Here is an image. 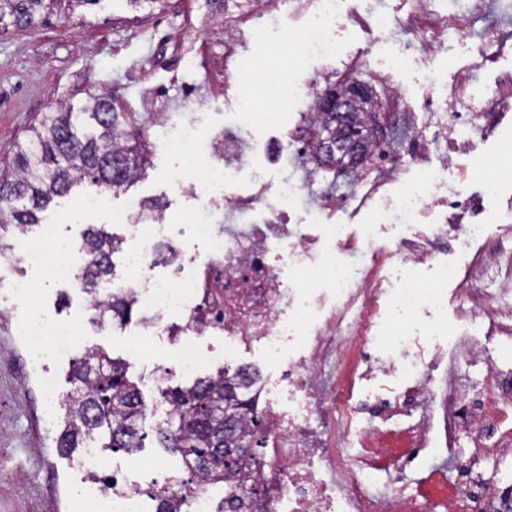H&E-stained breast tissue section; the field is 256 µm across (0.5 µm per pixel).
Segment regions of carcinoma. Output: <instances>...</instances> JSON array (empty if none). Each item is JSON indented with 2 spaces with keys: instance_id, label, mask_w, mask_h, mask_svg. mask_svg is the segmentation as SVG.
I'll list each match as a JSON object with an SVG mask.
<instances>
[{
  "instance_id": "1",
  "label": "carcinoma",
  "mask_w": 512,
  "mask_h": 512,
  "mask_svg": "<svg viewBox=\"0 0 512 512\" xmlns=\"http://www.w3.org/2000/svg\"><path fill=\"white\" fill-rule=\"evenodd\" d=\"M50 10L48 0H0V32L36 26ZM80 112L94 121V131L80 134L76 112L60 103L44 113L26 138L16 145L9 165L0 167V249L6 248L3 233L12 227L19 234L41 223L40 214L57 197L75 185L86 183L114 192L139 180L151 165L147 124L158 119L151 113L126 112L109 91L92 95ZM357 114L343 122L330 115L317 129V139L331 146L326 160H336V151L356 132ZM122 240L104 226L91 225L82 236V262L77 287L89 296L93 324L110 329L133 319L135 301L129 295L99 297L97 287L114 275L113 257ZM129 363L114 358L102 348L86 350L75 360L63 395L66 413L57 437V448L72 452L93 436L112 452L131 453L143 447L139 421L146 403L138 383L128 376ZM171 372L160 378L159 392L169 403L166 426L157 431L161 448L178 457L181 470L191 477L215 482L234 473L238 465L224 463V406L235 411L231 429L235 439L249 442L238 424L249 411V403L238 398L234 381L224 380V370L188 387L171 386ZM155 512H187L185 502L168 491L152 489Z\"/></svg>"
}]
</instances>
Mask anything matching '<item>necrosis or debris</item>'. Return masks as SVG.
Here are the masks:
<instances>
[{"instance_id": "4bbe7bcc", "label": "necrosis or debris", "mask_w": 512, "mask_h": 512, "mask_svg": "<svg viewBox=\"0 0 512 512\" xmlns=\"http://www.w3.org/2000/svg\"><path fill=\"white\" fill-rule=\"evenodd\" d=\"M443 0H405L406 16L383 0H207L184 17L201 33V59L211 83L232 85L225 106L243 108L255 95L236 63L246 34H280L287 49H300L312 64L302 81L288 80L264 125L275 128L278 160L255 159L250 123L214 136L207 158L193 156L194 121L164 129V148L185 162L175 180L194 201L189 232L209 244L206 255L164 265L160 243L171 240L164 217L129 224L133 245L125 278L115 293H131L144 315L121 325L136 347L169 336L174 371L194 375L204 362L203 337L224 338L227 376L251 402L248 428L262 440L241 460L235 476L214 483L179 485L187 512H220L239 481L252 492L241 512H415V496L403 484L406 470L438 480L447 471L440 449L468 435L478 450L461 464L457 495L435 497L444 512H512V468L498 482L481 476L486 459L512 461V432L498 414L512 404V368L491 356L493 345L512 347V312L498 299L512 293V277L483 297L471 285L488 272L512 268L502 239L512 227L476 238L471 226L487 201L512 189V82L476 94L469 77L450 85L432 82L403 94L394 70L370 58L372 45L400 35L428 56L440 53L449 27L458 25ZM305 16L288 27L290 13ZM356 27L368 47L346 48L339 31ZM373 77L389 98V134L377 137L357 163L337 167L315 201L310 180L294 158L318 163L312 131L321 121V86ZM495 140L497 163L475 147ZM464 156L456 174L449 154ZM490 168L479 191L468 186L477 170ZM224 221L212 223L214 211ZM23 258L43 265L58 283H74L81 256L60 243L54 230L25 241ZM460 308L445 323L448 297ZM18 336L37 338L50 357L74 344L75 328L29 308L15 324ZM259 351L265 376L232 368L239 353ZM479 368L494 394L470 378ZM151 469L121 477L120 490L91 486L80 502L86 512H147L133 488Z\"/></svg>"}]
</instances>
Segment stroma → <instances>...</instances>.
<instances>
[{
  "label": "stroma",
  "instance_id": "35a3bbf8",
  "mask_svg": "<svg viewBox=\"0 0 512 512\" xmlns=\"http://www.w3.org/2000/svg\"><path fill=\"white\" fill-rule=\"evenodd\" d=\"M197 3L165 0L163 6L137 10L127 0H100L98 5L73 11L66 0H59L42 26L0 34V166L11 160L16 142L25 138L28 127L51 105L65 102L78 108L88 94L104 89L115 90L123 105L142 103L162 110L171 125L184 121L187 112H195L199 136L194 150L206 154L210 138L235 123L234 116L224 109L223 90L208 91L204 67L198 63L146 65L153 55L168 49L181 55V47H169L175 32L163 22L169 16L190 13ZM482 25V19L477 18L465 31H449L441 53L420 59L410 72L396 73V83L412 96L433 78L449 84L467 74L485 88L503 74L512 75V39L504 44L495 68L480 67ZM238 66L258 87L253 107L258 113L267 111L286 78L299 77L302 61L297 58L291 67H284L273 48L255 40L240 52ZM150 145L153 164L145 176L126 191L104 193L97 221L117 236H125L126 230L112 224V214L145 200L163 204L167 223L183 228L189 222L192 201L173 187L181 159L166 153L159 135H151ZM88 192L87 186L74 187L46 212L47 223L56 225L60 235L76 245L86 223L74 220L72 214ZM1 239L8 248L0 252V275L9 277L26 270L41 283L39 308L49 317L78 322L83 334L70 352L55 356L45 366L31 367V345L17 336L14 327L23 309L0 301V512H74L70 495L88 478L82 466L84 454L79 450L69 455L59 452L56 438L65 409L61 402H45L46 382L54 381L58 391H65L73 360L86 349L101 347L129 362L130 376L138 381L151 405L160 399L155 378L171 365L170 344L167 338H158L134 352L118 331L97 330L91 323L93 312L79 288L53 282L44 267H21L23 236L10 231ZM162 421V416L150 414L142 419L145 439L139 451L103 452L102 473L171 461V454L156 440Z\"/></svg>",
  "mask_w": 512,
  "mask_h": 512
}]
</instances>
